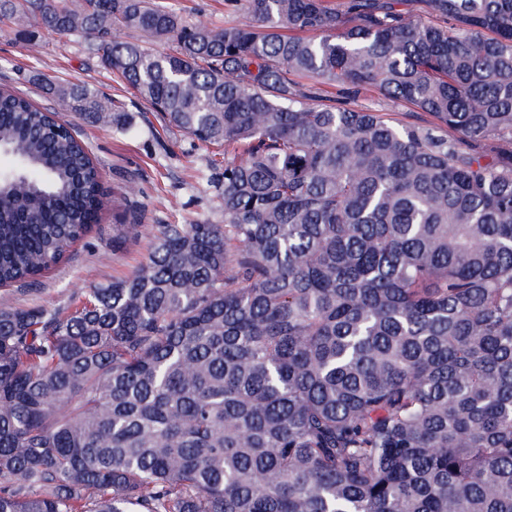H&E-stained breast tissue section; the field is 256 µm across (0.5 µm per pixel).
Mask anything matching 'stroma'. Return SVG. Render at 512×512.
<instances>
[{"label": "stroma", "instance_id": "stroma-1", "mask_svg": "<svg viewBox=\"0 0 512 512\" xmlns=\"http://www.w3.org/2000/svg\"><path fill=\"white\" fill-rule=\"evenodd\" d=\"M159 2L189 20L218 25L249 21L246 14L225 9L224 0ZM41 75L57 84L85 83L113 98L124 111V126L118 129L90 122L79 113H66V120L86 142L109 190L101 220L86 239L71 248L65 260L33 281L0 288V309L67 308L86 288L126 277L143 264L157 225L224 221L212 186V166L223 163L222 149L203 147L167 126L133 90L89 62L77 38L47 35L27 44L16 40L14 34L0 32V87L27 95L40 107H54L52 96L34 83ZM348 103L393 114L405 123L421 124L428 119L410 104L384 98L373 89L361 90ZM130 198L143 204L146 219L116 247L112 232L122 222Z\"/></svg>", "mask_w": 512, "mask_h": 512}]
</instances>
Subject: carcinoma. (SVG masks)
I'll return each mask as SVG.
<instances>
[{"label":"carcinoma","instance_id":"obj_1","mask_svg":"<svg viewBox=\"0 0 512 512\" xmlns=\"http://www.w3.org/2000/svg\"><path fill=\"white\" fill-rule=\"evenodd\" d=\"M0 0L76 36L165 123L224 148L222 224H159L69 312L0 310V512H512V0ZM134 30L155 51L114 32ZM309 79L373 87L404 124ZM0 91V286L64 258L106 190L71 126ZM189 20L210 21L217 25H244L251 19L244 13L224 8V0H156ZM347 102L356 108L368 107L377 112L392 113V117L405 123L424 124V121L431 120L427 114L420 112L410 104L384 98L374 89H362L358 94L350 97Z\"/></svg>","mask_w":512,"mask_h":512}]
</instances>
